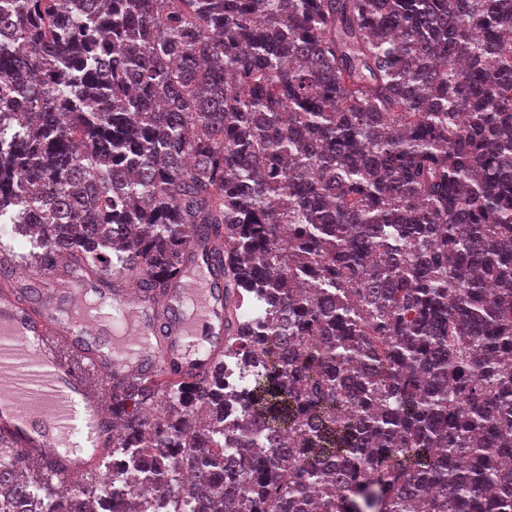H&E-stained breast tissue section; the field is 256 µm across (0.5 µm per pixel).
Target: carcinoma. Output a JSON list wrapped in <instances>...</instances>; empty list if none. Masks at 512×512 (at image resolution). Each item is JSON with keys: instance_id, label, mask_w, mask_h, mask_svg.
Here are the masks:
<instances>
[{"instance_id": "1", "label": "carcinoma", "mask_w": 512, "mask_h": 512, "mask_svg": "<svg viewBox=\"0 0 512 512\" xmlns=\"http://www.w3.org/2000/svg\"><path fill=\"white\" fill-rule=\"evenodd\" d=\"M0 224L143 288L223 238L256 377L228 449L224 362L107 379L120 489L0 439V512H512V0H0Z\"/></svg>"}]
</instances>
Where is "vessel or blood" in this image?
I'll return each mask as SVG.
<instances>
[{
	"label": "vessel or blood",
	"instance_id": "vessel-or-blood-1",
	"mask_svg": "<svg viewBox=\"0 0 512 512\" xmlns=\"http://www.w3.org/2000/svg\"><path fill=\"white\" fill-rule=\"evenodd\" d=\"M223 248L222 241L191 237L186 246L189 266L161 295L130 292L126 276L114 275L107 302L90 323L83 317V303L73 305L65 323L54 303L36 314L15 289H1L0 404L10 403L13 413L0 415V438L45 453L64 479L83 475L56 444L58 438L76 437L84 429L83 381L61 361L44 366L41 350L27 346L13 327L16 319L39 335L65 336L91 364L118 380L141 376L180 383L207 375L232 333L228 321L234 291L228 278L215 277L206 261L208 254Z\"/></svg>",
	"mask_w": 512,
	"mask_h": 512
}]
</instances>
